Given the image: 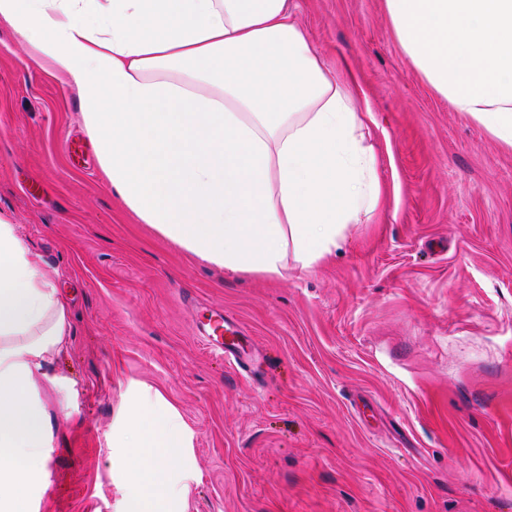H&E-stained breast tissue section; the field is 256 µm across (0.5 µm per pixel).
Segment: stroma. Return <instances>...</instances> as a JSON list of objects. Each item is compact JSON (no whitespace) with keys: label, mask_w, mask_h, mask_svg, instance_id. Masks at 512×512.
I'll list each match as a JSON object with an SVG mask.
<instances>
[{"label":"stroma","mask_w":512,"mask_h":512,"mask_svg":"<svg viewBox=\"0 0 512 512\" xmlns=\"http://www.w3.org/2000/svg\"><path fill=\"white\" fill-rule=\"evenodd\" d=\"M374 116L382 205L309 270L201 260L105 185L75 88L0 23V217L67 300L71 338L33 389L50 421L34 512H117L127 388L193 432L187 512H512V150L455 112L384 0H290ZM233 317L249 371L206 347Z\"/></svg>","instance_id":"35a3bbf8"}]
</instances>
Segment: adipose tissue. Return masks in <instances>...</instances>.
Here are the masks:
<instances>
[{"label": "adipose tissue", "instance_id": "ef3b65f1", "mask_svg": "<svg viewBox=\"0 0 512 512\" xmlns=\"http://www.w3.org/2000/svg\"><path fill=\"white\" fill-rule=\"evenodd\" d=\"M393 34L452 108L512 147V0H385ZM39 65L74 87L106 181L202 260L283 276L377 212L370 109L312 47L288 0H0ZM54 278L0 218V512H29L49 462L33 377L63 351ZM192 431L131 389L112 431L121 512H184Z\"/></svg>", "mask_w": 512, "mask_h": 512}]
</instances>
